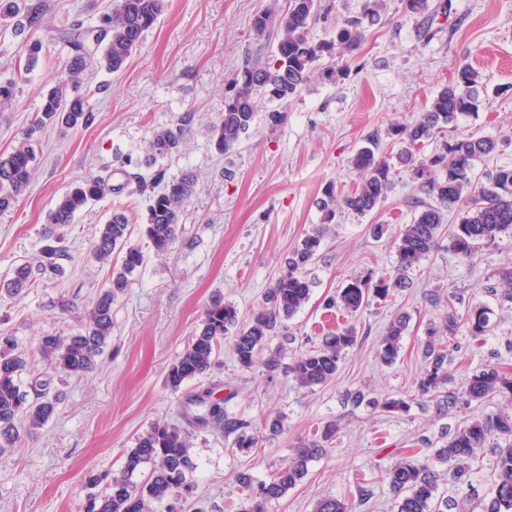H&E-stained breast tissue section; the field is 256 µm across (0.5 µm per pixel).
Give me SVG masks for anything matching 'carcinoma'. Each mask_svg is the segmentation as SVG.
Returning <instances> with one entry per match:
<instances>
[{
    "mask_svg": "<svg viewBox=\"0 0 512 512\" xmlns=\"http://www.w3.org/2000/svg\"><path fill=\"white\" fill-rule=\"evenodd\" d=\"M161 8V0H113L111 12L100 18L98 28L83 30L80 25L72 24L60 30L71 49L67 76L44 97L33 128L9 152L0 154V213L17 206L29 187L36 161L32 146L35 131L50 124L69 129L88 126L93 114L78 93L84 72L93 64L112 73L120 71L157 23ZM382 9L381 0H363L361 13L344 19L336 26L332 40L318 45L309 38L310 28L318 18V0H288V8L282 12L270 8L258 14L252 24L254 49L245 66L230 78L224 112L211 128L215 149L226 153L240 143L254 123L257 98L286 102L317 78L336 80L339 70L332 66L319 68L322 53L341 56L356 50L363 38L364 21H377ZM92 44L102 47L97 59L90 54ZM479 86L478 72L463 64L457 69L456 79L437 92L426 111L410 123L390 126L389 135L400 144L397 163L423 180L440 206L422 210L412 223L400 230L391 273L349 278L339 293L327 301V308L339 306L354 315L374 299L383 301L402 288L412 287L409 272L438 247L445 209L461 212L459 222L448 232V241L449 249L462 261L471 259L482 246L512 234V165L498 166L484 182L476 175L486 157L512 145V137L497 141L460 135L444 141L441 150L433 155L419 157L425 144L446 128L455 127L460 116L477 111ZM186 121L184 116L174 126L153 130L144 160H126V165L134 171H124L125 183L112 185V173L107 172L65 192L49 211L47 223L56 227L70 224L89 203L132 183L138 190H146L151 183L139 168L178 152ZM352 165L359 177L357 187L341 197L337 196L335 185L325 188L319 201L322 223L288 253L283 271L249 324L237 327L236 308L221 299L206 308L199 330L168 369L167 383L172 390H179L184 383L209 370L229 334L232 354L241 369L250 370L261 362L269 373L275 372L277 360L273 357L260 360L262 350L270 337L279 333L288 337L287 321L309 299L312 283L307 270L321 257L322 242L335 219L336 205L366 215L393 189L391 163L378 155L376 142L360 148ZM154 178L165 181V185L162 191L149 196L146 235L159 255L168 252L178 240L182 207L194 195L196 180L189 173L167 179L162 170ZM131 236L132 225L123 213L112 214L101 225L92 256L102 263L115 261L112 274L97 293L78 332L70 336L46 334L39 338L37 353L45 368L33 370L28 382L21 381L28 358L15 352L12 337L0 336L1 456L14 447L19 425L39 428L57 413L60 395L53 392L54 373L82 375L93 369L96 358L107 347L112 336V305L129 288V276L145 262V254L131 242ZM69 259L60 238L55 232L47 231L38 262L16 267L13 277L0 283V294L17 295L61 276ZM461 322L471 336H482L489 324L488 311L475 306L464 317L448 312L441 324L428 328L429 339L423 346L425 371L417 391L439 409L457 403L455 398L439 395L440 387L448 381L447 354L441 340L446 335H455ZM406 327L407 316L403 314L388 325L379 349L383 363L391 364L398 357ZM356 340V327L352 324L325 334L318 346L297 358L293 366L296 382L304 388H313L335 378L344 351ZM503 392L512 394V372L499 365H487L465 379L461 399L469 405ZM196 401L205 406V412L195 418V425L235 436V445L240 449L258 447L259 436L249 432V424L228 416L224 399L214 398L211 389L203 390ZM337 433V424L330 422L312 437L300 440L293 448L292 457L268 481L256 483L249 471L238 472L237 482L246 493L240 512H268V504L303 478L307 462L320 454ZM491 438L499 444L495 450L497 460L488 512H512V416L498 413L464 421L435 449V458L448 464L460 495L458 500L437 497V475L424 455L413 449L401 452L383 477L395 499L396 512H449L463 507L468 498L467 488L472 486L471 461L476 450ZM148 464L151 471L147 478L139 483L133 481ZM193 468L186 434L168 424L156 423L125 452L120 471L88 473L86 484L94 488L103 483L106 491L89 493L85 512H151V506L164 503L167 512H176L175 504L190 500L195 512H206L194 499V486L187 482V474ZM352 509L353 505L345 499L325 497L317 502L315 512H352Z\"/></svg>",
    "mask_w": 512,
    "mask_h": 512,
    "instance_id": "obj_1",
    "label": "carcinoma"
}]
</instances>
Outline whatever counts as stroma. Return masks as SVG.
Returning <instances> with one entry per match:
<instances>
[{
	"label": "stroma",
	"instance_id": "obj_1",
	"mask_svg": "<svg viewBox=\"0 0 512 512\" xmlns=\"http://www.w3.org/2000/svg\"><path fill=\"white\" fill-rule=\"evenodd\" d=\"M26 2L40 8L42 23L18 36L11 22L0 20V81L25 62L31 41H42L43 51L8 110L0 113V152L17 144L43 94L66 74L69 50L53 38L54 29L97 26L112 9V0ZM442 2L447 5L443 15L436 11ZM385 3L357 50L323 57V64L341 69L337 81H313L278 106L287 119L274 129L265 115L275 106L259 100L252 128L226 154L216 152L211 127L224 110L227 82L254 47V16L271 7L285 10L287 0H164L155 27L120 72H86L92 124L38 133L32 181L18 205L0 213V279L20 263L36 261L47 214L72 184L106 167L113 182H122L125 159L142 157L153 129L184 115L190 121L182 146L159 166L169 177L193 174L197 187L182 208L179 239L167 254H154L141 229L148 196L131 186L89 204L74 223L61 227L73 256L62 278L0 300V333L12 336L19 351L33 353L41 335L78 331L112 272L111 264L91 257L99 228L116 210L134 218L132 241L146 261L112 306V340L93 371L56 375L57 415L40 428L22 429L13 451L0 456V512H84L88 473L119 470L126 449L158 422L187 432L194 462L187 480L207 512H231L244 498L237 472L246 468L255 481L269 480L298 439L330 421L339 426L333 444L308 462L303 479L272 501L269 512H314L325 497L349 500L353 512H395L382 475L400 450L440 443L466 420L512 414L509 395L443 412L416 392L426 328L451 308L462 315L481 306L490 321L484 336L472 337L461 326L445 338L448 382L441 394L461 393L466 377L486 364L512 366V302L504 298L501 281L502 271L512 268V235L481 247L468 262L440 244L411 272L412 288L372 303L355 317L324 307L350 276L390 272L400 227L436 204L428 188L400 166L393 171L391 193L371 214L337 210L323 241L324 257L308 272L310 298L288 322L289 340L275 336L265 348L277 356L274 375L261 365L242 370L226 344L211 369L182 390L166 383L206 306L224 299L236 307L240 323H247L288 252L321 223L317 202L325 187L335 184L341 193L352 189L357 176L351 159L366 140H377L380 154L396 153L398 145L387 134L390 125L424 112L454 80L459 65L470 64L480 74L479 109L463 117L457 129L438 134L423 155L459 133L512 136V0H427L435 11L427 32L422 15L407 11L406 0ZM375 224L387 225L382 238L373 237ZM400 313L408 314L409 323L396 361L386 365L378 356L380 340ZM348 319L357 327L358 341L345 351L335 379L300 387L292 367L307 338H319ZM208 387L223 398L229 416L247 421L250 433L262 436L261 447L242 450L222 431L190 425L199 408L188 404L186 395ZM357 390L367 397L358 406L347 399ZM387 397L405 399L407 405L392 412L374 407V400ZM277 416L284 430L271 439L268 425ZM495 459L494 442L478 449L468 512H486ZM360 476L373 490L365 502L357 493Z\"/></svg>",
	"mask_w": 512,
	"mask_h": 512
}]
</instances>
